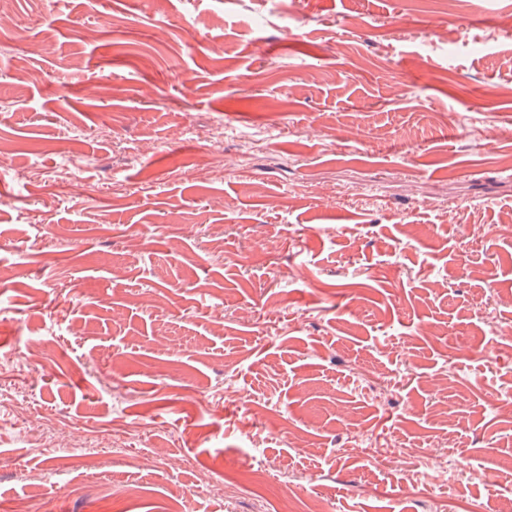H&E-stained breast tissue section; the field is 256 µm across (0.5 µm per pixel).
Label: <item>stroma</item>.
Instances as JSON below:
<instances>
[{
  "instance_id": "35a3bbf8",
  "label": "stroma",
  "mask_w": 512,
  "mask_h": 512,
  "mask_svg": "<svg viewBox=\"0 0 512 512\" xmlns=\"http://www.w3.org/2000/svg\"><path fill=\"white\" fill-rule=\"evenodd\" d=\"M509 15L12 0L0 512H289L256 482L325 512L459 494L496 512L512 492L496 407L512 393ZM75 145L73 192L51 175Z\"/></svg>"
}]
</instances>
